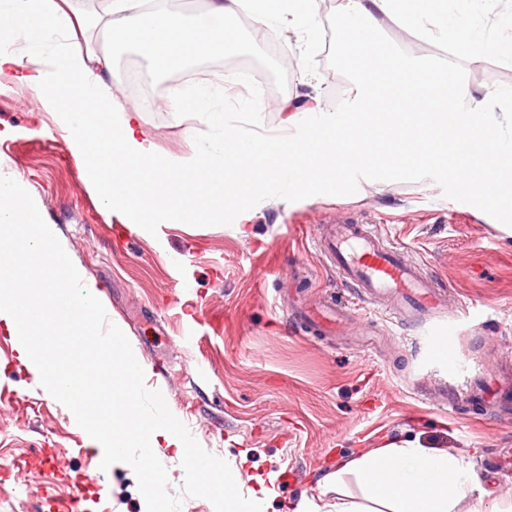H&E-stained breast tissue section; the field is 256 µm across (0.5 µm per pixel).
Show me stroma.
<instances>
[{
	"label": "stroma",
	"instance_id": "1",
	"mask_svg": "<svg viewBox=\"0 0 512 512\" xmlns=\"http://www.w3.org/2000/svg\"><path fill=\"white\" fill-rule=\"evenodd\" d=\"M337 0L299 29L273 32L247 11L233 18L242 41L230 54L157 73L135 89L129 68L146 73L139 49L113 45L112 92L146 111L141 132L164 156H188L218 139V127L168 112L174 88L206 89L228 128L266 139L284 127L281 105L319 100L323 111L355 105V74L337 54ZM468 17L485 41L512 18V0H471ZM388 53L432 58L422 36L381 21ZM490 68L467 59L474 96L512 90V59ZM0 172L20 178L56 225L86 289L120 324L144 385L160 391L209 453L241 462L242 488L271 484L265 512H291L316 495L330 471L384 443H411L469 462L481 485L512 492V395L501 386L512 365V200H460L447 176L408 179L350 173L348 190L272 192L244 198L216 220L150 224L115 234L118 220L90 191L67 135L30 88L0 73ZM371 224L407 247L438 288L455 321L446 360L428 354L432 323H364L353 287L315 245L320 224ZM336 302L348 319L340 334L295 319L302 303ZM0 512H33L80 489L85 512H146L124 463L99 467L101 445L19 362L0 330ZM50 450L53 467L41 465Z\"/></svg>",
	"mask_w": 512,
	"mask_h": 512
}]
</instances>
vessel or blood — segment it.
I'll use <instances>...</instances> for the list:
<instances>
[{
  "mask_svg": "<svg viewBox=\"0 0 512 512\" xmlns=\"http://www.w3.org/2000/svg\"><path fill=\"white\" fill-rule=\"evenodd\" d=\"M327 259L358 291L363 316L414 322L444 307L432 280L405 249L388 245L371 226L339 224L318 240Z\"/></svg>",
  "mask_w": 512,
  "mask_h": 512,
  "instance_id": "b4317fda",
  "label": "vessel or blood"
}]
</instances>
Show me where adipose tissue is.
I'll return each mask as SVG.
<instances>
[{
	"label": "adipose tissue",
	"mask_w": 512,
	"mask_h": 512,
	"mask_svg": "<svg viewBox=\"0 0 512 512\" xmlns=\"http://www.w3.org/2000/svg\"><path fill=\"white\" fill-rule=\"evenodd\" d=\"M467 2L458 0L452 16L448 0H341L337 51L360 73L358 106L348 118L320 120L308 137L267 146L227 133L217 147L161 158L141 136V108L112 94L111 55L81 48L76 39L101 32L142 50L160 68L237 46L241 33L231 19L239 9L271 28H298L316 14L319 0H209L189 24L148 0H103L90 13L74 0H0V73L14 72L32 88L82 157L99 203L124 224H190L237 209L243 194L265 197L277 185L297 191L317 183L333 191L355 168L407 177L445 172L466 196L492 200L512 191V143L500 138L492 103L445 111L461 80L458 67L392 54L380 60L375 44L350 36L374 28L383 15L426 36L452 39L459 57L490 51L511 58L512 22L498 42L484 44L468 29ZM54 33L63 42L51 48ZM166 105L183 120L224 122L199 89L174 91ZM348 474L363 482L367 505L348 501ZM486 496L463 458L386 445L343 462L324 477L318 498L302 499L294 512H456L463 503L467 512H512V500Z\"/></svg>",
	"instance_id": "1"
}]
</instances>
